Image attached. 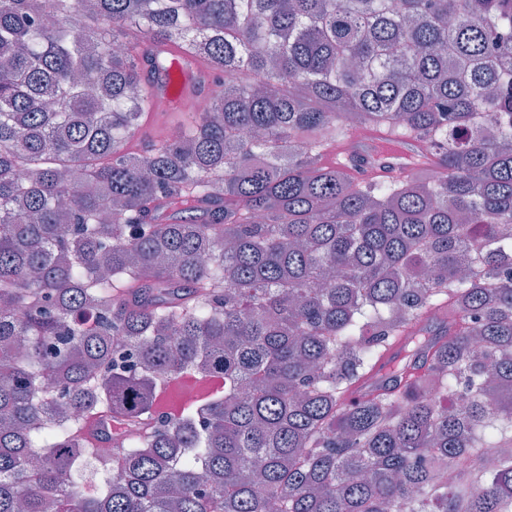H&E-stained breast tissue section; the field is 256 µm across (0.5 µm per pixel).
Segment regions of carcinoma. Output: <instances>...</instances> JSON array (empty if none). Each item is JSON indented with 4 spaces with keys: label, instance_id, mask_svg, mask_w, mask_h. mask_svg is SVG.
I'll list each match as a JSON object with an SVG mask.
<instances>
[{
    "label": "carcinoma",
    "instance_id": "carcinoma-1",
    "mask_svg": "<svg viewBox=\"0 0 512 512\" xmlns=\"http://www.w3.org/2000/svg\"><path fill=\"white\" fill-rule=\"evenodd\" d=\"M171 47L224 81L141 152ZM354 120L431 156L357 182ZM489 445L512 0H0V512H512L440 480Z\"/></svg>",
    "mask_w": 512,
    "mask_h": 512
}]
</instances>
